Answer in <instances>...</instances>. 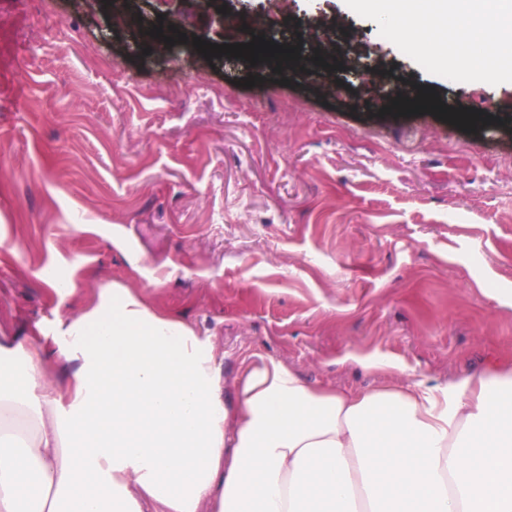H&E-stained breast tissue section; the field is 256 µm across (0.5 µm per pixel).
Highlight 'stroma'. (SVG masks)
<instances>
[{
	"mask_svg": "<svg viewBox=\"0 0 512 512\" xmlns=\"http://www.w3.org/2000/svg\"><path fill=\"white\" fill-rule=\"evenodd\" d=\"M251 6L305 30L329 18L334 59L480 125L381 114L346 69L285 86L261 62L225 71L192 43L224 42L206 5L130 0L188 35L137 56L140 29L114 28L104 0H0V336L118 283L210 337L228 378L254 352L345 390L381 382L351 354L425 385L512 360V84L429 74L338 0ZM351 359L359 363L365 370L375 373L392 374L397 371H404L403 367L399 363L386 358L353 356Z\"/></svg>",
	"mask_w": 512,
	"mask_h": 512,
	"instance_id": "obj_1",
	"label": "stroma"
}]
</instances>
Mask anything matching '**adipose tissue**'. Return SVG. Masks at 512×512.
<instances>
[{
  "instance_id": "ef3b65f1",
  "label": "adipose tissue",
  "mask_w": 512,
  "mask_h": 512,
  "mask_svg": "<svg viewBox=\"0 0 512 512\" xmlns=\"http://www.w3.org/2000/svg\"><path fill=\"white\" fill-rule=\"evenodd\" d=\"M204 507L512 512V362L344 391L254 353L229 380L209 338L118 283L0 342V512Z\"/></svg>"
}]
</instances>
